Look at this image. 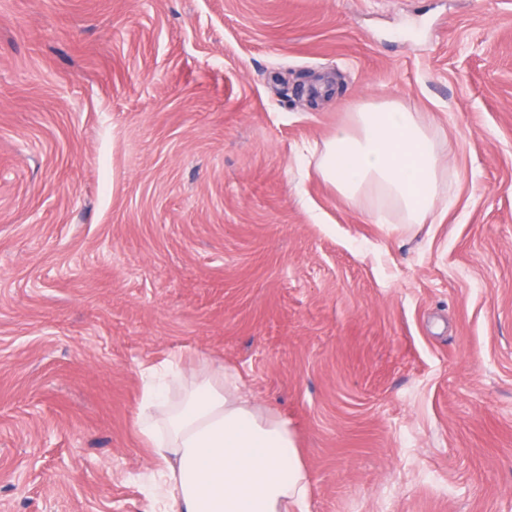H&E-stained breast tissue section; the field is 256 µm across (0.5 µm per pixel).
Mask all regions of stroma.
<instances>
[{"label":"stroma","instance_id":"1","mask_svg":"<svg viewBox=\"0 0 512 512\" xmlns=\"http://www.w3.org/2000/svg\"><path fill=\"white\" fill-rule=\"evenodd\" d=\"M377 97L440 128L434 223L298 167ZM179 355L310 512H512V0H0V512H151Z\"/></svg>","mask_w":512,"mask_h":512}]
</instances>
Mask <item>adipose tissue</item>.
Returning <instances> with one entry per match:
<instances>
[{"label":"adipose tissue","instance_id":"obj_1","mask_svg":"<svg viewBox=\"0 0 512 512\" xmlns=\"http://www.w3.org/2000/svg\"><path fill=\"white\" fill-rule=\"evenodd\" d=\"M434 121L399 100H371L311 151L319 176L375 223H433L448 193ZM134 426L161 476L168 512H309L310 481L287 418L252 401L224 366L150 372Z\"/></svg>","mask_w":512,"mask_h":512}]
</instances>
